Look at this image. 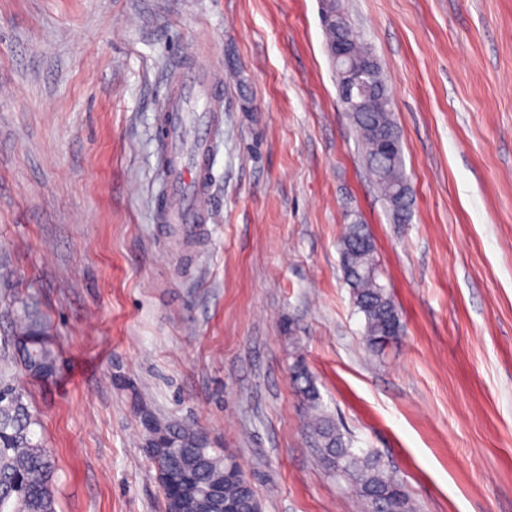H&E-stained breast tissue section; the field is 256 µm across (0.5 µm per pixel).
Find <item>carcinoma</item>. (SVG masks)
<instances>
[{
  "label": "carcinoma",
  "mask_w": 512,
  "mask_h": 512,
  "mask_svg": "<svg viewBox=\"0 0 512 512\" xmlns=\"http://www.w3.org/2000/svg\"><path fill=\"white\" fill-rule=\"evenodd\" d=\"M356 59L374 54L351 20L336 31ZM372 81L383 87L376 111L350 113L357 132L365 167L386 203L393 223L406 224L411 216L412 196L406 191L402 136L393 119V100L380 67L372 70ZM342 268L353 303L365 321L368 348L380 351L397 341L402 325L381 273L368 225L354 219L346 225L339 242ZM15 360L32 376L47 380L56 370L48 336L35 320L14 339ZM295 382L309 413L308 426L336 474L348 480L366 501L370 512H410L408 495L380 460L355 450L344 440L327 414L307 371L294 370ZM36 420L21 394L6 381L0 382V512H56L53 492L55 464L50 449L34 439ZM166 447L176 454L203 490L224 477V450L207 447L204 431L193 424L168 425ZM224 496L238 503L239 512L261 508L255 493H246L236 481L224 484Z\"/></svg>",
  "instance_id": "carcinoma-1"
}]
</instances>
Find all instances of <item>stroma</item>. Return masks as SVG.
<instances>
[{
	"label": "stroma",
	"mask_w": 512,
	"mask_h": 512,
	"mask_svg": "<svg viewBox=\"0 0 512 512\" xmlns=\"http://www.w3.org/2000/svg\"><path fill=\"white\" fill-rule=\"evenodd\" d=\"M402 133L411 219L366 174L322 0H0V356L37 305L56 377L8 365L56 512H165L137 413L234 454L263 512H368L307 427L295 365L411 512H512V0H340ZM223 68L211 219L157 223L172 67ZM404 333L345 282L348 213ZM339 246L346 283L354 306L365 321V344L373 351H380L400 338L402 325L388 288L380 281L368 224L357 218L346 224Z\"/></svg>",
	"instance_id": "obj_1"
}]
</instances>
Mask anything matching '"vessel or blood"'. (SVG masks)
I'll list each match as a JSON object with an SVG mask.
<instances>
[{
  "instance_id": "vessel-or-blood-1",
  "label": "vessel or blood",
  "mask_w": 512,
  "mask_h": 512,
  "mask_svg": "<svg viewBox=\"0 0 512 512\" xmlns=\"http://www.w3.org/2000/svg\"><path fill=\"white\" fill-rule=\"evenodd\" d=\"M224 72L195 63L178 65L166 95L160 137L166 145V202L159 216L184 238L198 235L210 218L212 143Z\"/></svg>"
}]
</instances>
